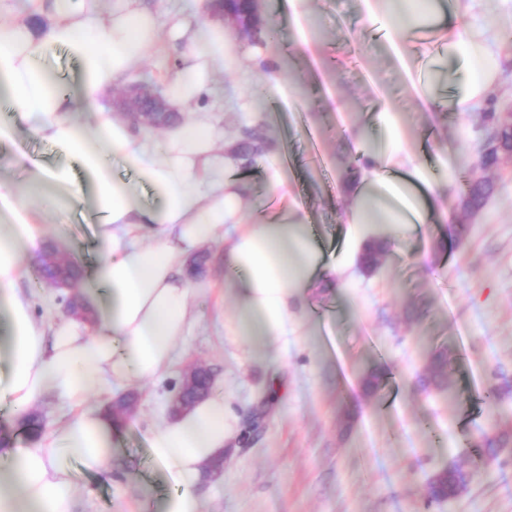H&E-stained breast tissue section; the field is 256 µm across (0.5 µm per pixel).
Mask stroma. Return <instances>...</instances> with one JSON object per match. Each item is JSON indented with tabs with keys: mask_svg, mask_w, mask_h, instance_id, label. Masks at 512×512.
<instances>
[{
	"mask_svg": "<svg viewBox=\"0 0 512 512\" xmlns=\"http://www.w3.org/2000/svg\"><path fill=\"white\" fill-rule=\"evenodd\" d=\"M307 10L312 56L301 51L288 0H262L264 19L276 24L264 46L269 65L260 69L244 58L218 76V119L225 142L236 141L245 127L237 103L256 101L263 114L256 130L318 245L336 260V283L311 289L292 308L287 336L270 354L258 353L218 323L235 314L240 299L213 260L218 244L206 246L209 288L193 299L198 318L178 342L171 375L114 391L137 402L113 417L111 471L92 475L67 462L78 486L75 512H159L170 486L148 455L144 430L167 412L184 369L195 364L213 372L239 430L257 418L247 444L228 440L223 473L202 485L203 512H512V444L487 462L475 454L484 436L512 434V393L493 408L483 400L488 383L512 386V156L486 167L481 155L488 113L512 103V0L476 4L481 38L501 73L497 92L466 115L419 111L409 91L421 75L436 76L441 94L462 90L465 73L444 45H406L401 66L367 22L361 0H309ZM388 100L401 107L394 120L424 176L448 191L426 203L428 221L419 230L380 225L377 235L388 246L369 271L359 259L342 262L351 231L343 222L350 203L344 171L375 150ZM18 149L47 166L64 161L24 127L14 143H0V161ZM468 170L493 185L474 214L459 199ZM97 224L83 202L53 213L44 230L89 267L98 253ZM453 224L466 225L462 242L449 239ZM25 267L19 286L32 294L35 317L64 318L60 290L35 283L33 261ZM417 304L424 307L418 318L410 314ZM442 343L455 357L448 388H423L419 378ZM374 367L384 383L369 396L361 376ZM274 377L284 387L275 398L268 390ZM454 464L471 472L467 488L427 502L430 476Z\"/></svg>",
	"mask_w": 512,
	"mask_h": 512,
	"instance_id": "1",
	"label": "stroma"
}]
</instances>
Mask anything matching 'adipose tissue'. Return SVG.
Segmentation results:
<instances>
[{
	"mask_svg": "<svg viewBox=\"0 0 512 512\" xmlns=\"http://www.w3.org/2000/svg\"><path fill=\"white\" fill-rule=\"evenodd\" d=\"M41 26L28 19H0V93L31 133L53 144L65 164L45 168L16 152L13 162L30 169L40 191L30 206L22 191L0 177V409L24 415L46 401L70 415L39 440L0 452V512H74L76 487L65 458L89 473L112 467V419L105 412L112 389L131 381L154 382L174 365L176 344L196 320L190 297L198 285L187 262L202 246L224 244V270L242 297L240 311L224 323L228 336H245L260 351L288 332L290 306L307 289L335 275V263L306 231L300 206L282 194L277 168L267 171L280 192V211L255 217L245 210L250 185L239 179L238 157L220 147L216 78L247 53L262 63L259 46L232 48L229 32L202 24L183 11L159 18L142 0H35ZM475 0H434L429 39L445 43L449 58L465 65L464 92L441 101L420 92L422 111L442 106L462 114L495 89L499 66L488 60L477 30L461 35ZM182 51L163 75L168 101L188 115L163 138L113 112L107 98L137 69L160 38ZM55 47L68 50L82 74L76 92L63 90L44 67ZM122 157L156 192L159 203L143 204L135 188L113 176ZM362 181L349 188L347 221L354 226L350 249L371 238L374 224L425 221L417 193L431 195L427 180L390 127L385 147L369 157ZM93 184L100 217L101 252L80 289L92 321L67 317L48 324L33 314V301L18 286L24 258L44 238V224L60 199L74 194L73 164ZM153 239L138 245L142 233ZM236 415L214 390L188 410L145 431L151 459L172 490L162 512H203L198 487L226 447Z\"/></svg>",
	"mask_w": 512,
	"mask_h": 512,
	"instance_id": "obj_1",
	"label": "adipose tissue"
}]
</instances>
